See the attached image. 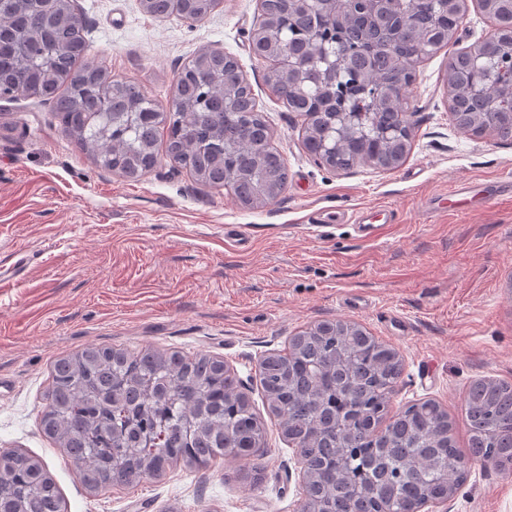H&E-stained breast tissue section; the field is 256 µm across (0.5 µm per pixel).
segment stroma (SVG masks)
<instances>
[{"label": "stroma", "mask_w": 512, "mask_h": 512, "mask_svg": "<svg viewBox=\"0 0 512 512\" xmlns=\"http://www.w3.org/2000/svg\"><path fill=\"white\" fill-rule=\"evenodd\" d=\"M73 4L90 59L163 106L199 51L236 57L288 183L252 209L165 157L131 181L80 152L49 102L0 101V450L39 456L68 512H300L295 449L267 412L257 365L326 320L358 323L399 352L389 414L435 400L467 450L469 385L512 383V142L462 133L445 81L451 53L487 35V15L469 8L455 43L420 63L402 165L334 173L308 154L306 116L273 94L250 51L258 0H219L195 22L151 16L141 0ZM463 182L493 199L439 208L438 194ZM98 345L224 360L266 430L260 469L227 457L87 490L40 419L54 360ZM451 512H512V473L472 462Z\"/></svg>", "instance_id": "stroma-1"}]
</instances>
